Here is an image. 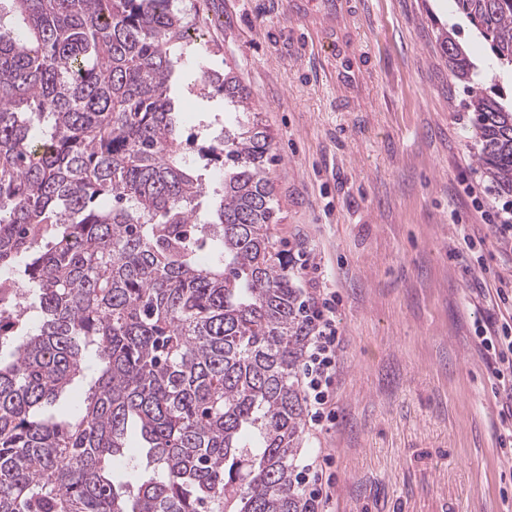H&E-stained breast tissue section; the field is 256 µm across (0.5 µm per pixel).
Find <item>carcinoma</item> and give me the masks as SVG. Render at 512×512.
<instances>
[{
    "label": "carcinoma",
    "mask_w": 512,
    "mask_h": 512,
    "mask_svg": "<svg viewBox=\"0 0 512 512\" xmlns=\"http://www.w3.org/2000/svg\"><path fill=\"white\" fill-rule=\"evenodd\" d=\"M174 2L0 0L25 24H0V512H307L310 328L272 232L273 137L254 112L184 152L176 68L226 106L247 96ZM454 4L512 68V0ZM440 45L471 82L453 35ZM465 107L511 196L512 110L473 86ZM78 378L90 391L53 408Z\"/></svg>",
    "instance_id": "carcinoma-1"
}]
</instances>
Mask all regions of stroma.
Returning a JSON list of instances; mask_svg holds the SVG:
<instances>
[{
  "label": "stroma",
  "instance_id": "1",
  "mask_svg": "<svg viewBox=\"0 0 512 512\" xmlns=\"http://www.w3.org/2000/svg\"><path fill=\"white\" fill-rule=\"evenodd\" d=\"M291 0H177L211 67H231L274 138L273 233L311 266L296 279L336 291L342 336L336 420L305 426L301 463L330 458L327 512H426L431 494L462 512H512V450L474 336L492 315L481 267L512 278V249L489 230L501 201L482 176L466 90L439 43L456 30L488 94L512 101V72L453 0H361L351 47L366 71L340 80L344 58L316 52L313 18ZM187 155L224 99L177 85ZM464 225L475 240L455 237ZM416 448L451 449L436 473Z\"/></svg>",
  "mask_w": 512,
  "mask_h": 512
}]
</instances>
